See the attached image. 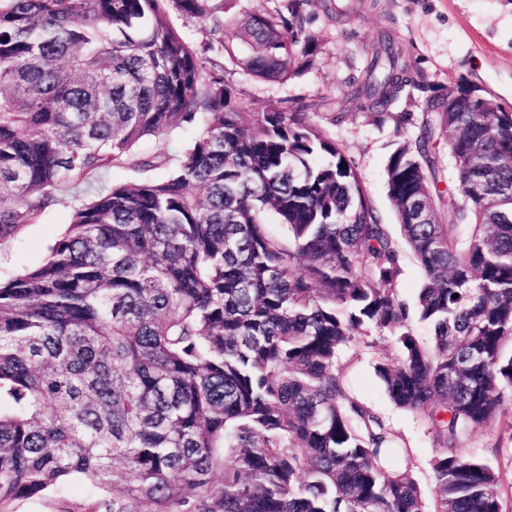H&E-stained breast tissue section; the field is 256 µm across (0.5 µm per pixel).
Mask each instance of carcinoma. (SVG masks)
<instances>
[{
  "label": "carcinoma",
  "instance_id": "cac0c4a2",
  "mask_svg": "<svg viewBox=\"0 0 512 512\" xmlns=\"http://www.w3.org/2000/svg\"><path fill=\"white\" fill-rule=\"evenodd\" d=\"M229 2L0 0V243L61 191L74 205L43 262L0 281V504L79 477L100 512H504L499 471L460 444L512 403V110L432 93L388 34L350 81L399 129L401 95L429 93L386 164L425 274L412 307L399 244L308 106L248 112L205 56L287 82L314 61L313 0L228 22ZM172 9L209 22L203 50ZM175 129L192 136L174 161L135 153ZM443 137L456 194L439 189ZM373 330L395 348L375 366L389 400L439 448L429 501L341 364Z\"/></svg>",
  "mask_w": 512,
  "mask_h": 512
}]
</instances>
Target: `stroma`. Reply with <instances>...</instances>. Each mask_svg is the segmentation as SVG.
<instances>
[{"label": "stroma", "mask_w": 512, "mask_h": 512, "mask_svg": "<svg viewBox=\"0 0 512 512\" xmlns=\"http://www.w3.org/2000/svg\"><path fill=\"white\" fill-rule=\"evenodd\" d=\"M342 20L326 11V0H313L306 9L305 29L318 42L313 65L283 84L256 85L242 74L233 80L249 111H262L268 102L310 105V121L346 152L360 172L370 200L391 235H398L395 211L388 197L386 164L389 155L417 134L425 111L424 96L404 94L395 109L413 116L412 124L395 128L372 121L362 108L346 103L348 84L358 77L381 34H391L405 60L423 75L436 93L468 85L492 94L512 108V0H350ZM344 110L340 124L329 115ZM70 205L47 208L37 223L27 225L14 239L0 244V280L39 265L66 230ZM384 333L359 337L343 354L350 364L356 394L381 414L395 431L400 446L412 456V474L424 493L432 491V461L438 450L427 425L417 416L395 408L374 374L373 363L390 351ZM463 454L484 460L512 482V408L488 428L469 435ZM103 494L73 478L44 494L6 503L5 512H96Z\"/></svg>", "instance_id": "1"}]
</instances>
